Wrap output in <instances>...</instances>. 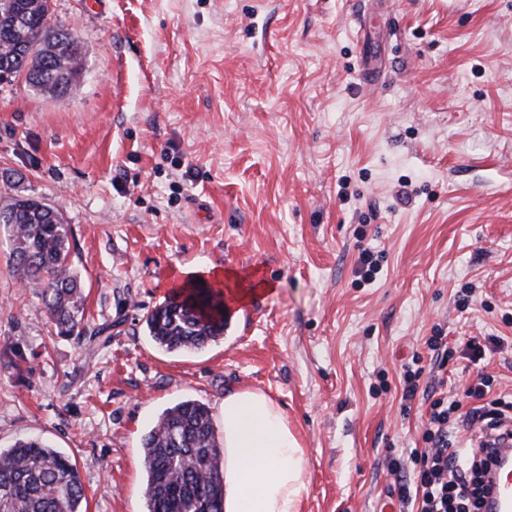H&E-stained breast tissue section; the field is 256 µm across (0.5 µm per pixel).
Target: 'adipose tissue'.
I'll list each match as a JSON object with an SVG mask.
<instances>
[{"instance_id": "obj_1", "label": "adipose tissue", "mask_w": 512, "mask_h": 512, "mask_svg": "<svg viewBox=\"0 0 512 512\" xmlns=\"http://www.w3.org/2000/svg\"><path fill=\"white\" fill-rule=\"evenodd\" d=\"M224 512H300L307 457L271 397H224Z\"/></svg>"}]
</instances>
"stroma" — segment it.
<instances>
[{"mask_svg": "<svg viewBox=\"0 0 512 512\" xmlns=\"http://www.w3.org/2000/svg\"><path fill=\"white\" fill-rule=\"evenodd\" d=\"M51 23L83 73L0 82V206L60 210L109 341L53 333L0 227V448L41 438L88 512H145L159 414L194 399L220 429L255 389L307 452L301 512H404L427 405L403 410V365L437 330L512 339V0H53ZM211 266L249 297L217 342L158 349L146 317Z\"/></svg>", "mask_w": 512, "mask_h": 512, "instance_id": "35a3bbf8", "label": "stroma"}]
</instances>
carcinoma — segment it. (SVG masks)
I'll return each mask as SVG.
<instances>
[{"mask_svg": "<svg viewBox=\"0 0 512 512\" xmlns=\"http://www.w3.org/2000/svg\"><path fill=\"white\" fill-rule=\"evenodd\" d=\"M51 0H0V64L50 96L80 78L77 40L50 25ZM12 245V273L38 290L58 336L83 338L84 289L69 260L71 228L31 197L0 208ZM154 342L195 352L224 335V291L206 281L172 291L147 316ZM147 512H224V446L209 408L183 400L166 408L143 438ZM76 463L40 439L0 448V512H85Z\"/></svg>", "mask_w": 512, "mask_h": 512, "instance_id": "carcinoma-1", "label": "carcinoma"}]
</instances>
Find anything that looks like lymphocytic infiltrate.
<instances>
[{"mask_svg": "<svg viewBox=\"0 0 512 512\" xmlns=\"http://www.w3.org/2000/svg\"><path fill=\"white\" fill-rule=\"evenodd\" d=\"M423 439L421 467L413 486L399 485V498L411 512H482L487 444L512 432V390L493 391L487 376L462 396L434 395Z\"/></svg>", "mask_w": 512, "mask_h": 512, "instance_id": "f902f5d3", "label": "lymphocytic infiltrate"}]
</instances>
